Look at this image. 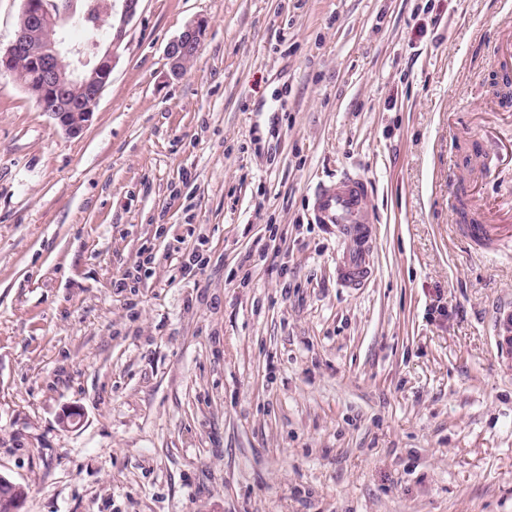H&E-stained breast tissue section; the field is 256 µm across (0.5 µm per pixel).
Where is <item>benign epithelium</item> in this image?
I'll list each match as a JSON object with an SVG mask.
<instances>
[{
	"label": "benign epithelium",
	"mask_w": 512,
	"mask_h": 512,
	"mask_svg": "<svg viewBox=\"0 0 512 512\" xmlns=\"http://www.w3.org/2000/svg\"><path fill=\"white\" fill-rule=\"evenodd\" d=\"M82 18L77 0L66 6L49 0H22L18 30L7 50L0 53V73L14 74L22 64L37 71L39 81L30 94L54 115L69 135L80 134L90 122L100 96L108 84L123 29L111 36L107 48L101 40L90 44H73L61 37V30ZM208 21L197 18L168 46L170 71L179 76L193 58L192 49L199 46ZM54 36L38 53L32 46L44 39V33ZM25 499L23 486L0 474V512H21Z\"/></svg>",
	"instance_id": "1"
}]
</instances>
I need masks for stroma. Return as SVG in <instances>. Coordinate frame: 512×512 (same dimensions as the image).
I'll return each instance as SVG.
<instances>
[{
    "instance_id": "obj_1",
    "label": "stroma",
    "mask_w": 512,
    "mask_h": 512,
    "mask_svg": "<svg viewBox=\"0 0 512 512\" xmlns=\"http://www.w3.org/2000/svg\"><path fill=\"white\" fill-rule=\"evenodd\" d=\"M510 35L512 0H141L77 136L0 75V475L23 512H512V242L458 229L512 209V104L488 92ZM347 172L377 219L362 288L311 221ZM208 27V21L197 18L187 25L184 32L174 39L168 46L167 59L170 71L174 76H179L193 58L192 49L199 46ZM496 349L498 356L512 366V307L501 313L496 322Z\"/></svg>"
}]
</instances>
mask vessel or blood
I'll list each match as a JSON object with an SVG mask.
<instances>
[{"label":"vessel or blood","instance_id":"b4317fda","mask_svg":"<svg viewBox=\"0 0 512 512\" xmlns=\"http://www.w3.org/2000/svg\"><path fill=\"white\" fill-rule=\"evenodd\" d=\"M313 215L315 223L337 227L346 244L336 262L338 281L350 288L362 287L371 274L374 222L367 184L360 176L344 174L317 187ZM467 234L476 244L488 246L505 238L512 240V226L471 224ZM496 349L502 361L512 365V309L501 313L496 322Z\"/></svg>","mask_w":512,"mask_h":512}]
</instances>
